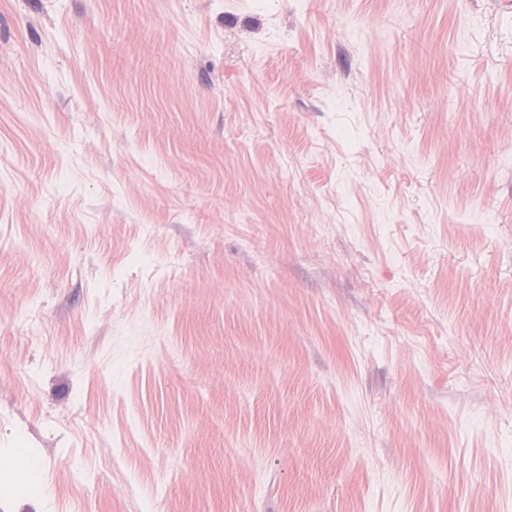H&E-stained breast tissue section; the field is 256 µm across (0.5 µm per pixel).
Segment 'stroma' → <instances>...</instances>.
<instances>
[{"label": "stroma", "instance_id": "35a3bbf8", "mask_svg": "<svg viewBox=\"0 0 512 512\" xmlns=\"http://www.w3.org/2000/svg\"><path fill=\"white\" fill-rule=\"evenodd\" d=\"M0 512H512V8L0 0Z\"/></svg>", "mask_w": 512, "mask_h": 512}]
</instances>
